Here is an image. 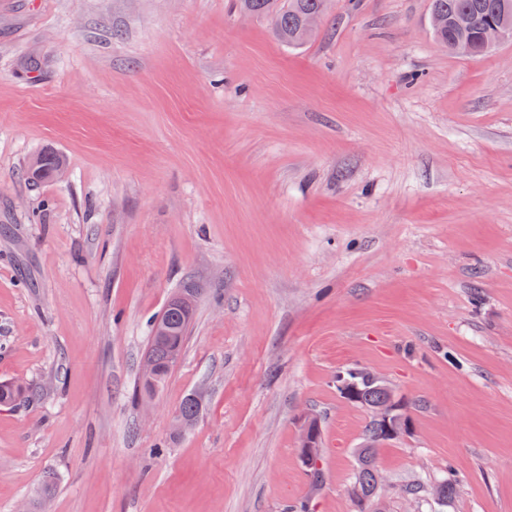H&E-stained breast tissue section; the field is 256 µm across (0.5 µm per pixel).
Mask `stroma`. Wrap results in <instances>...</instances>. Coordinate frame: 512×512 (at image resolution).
Wrapping results in <instances>:
<instances>
[{
  "instance_id": "obj_1",
  "label": "stroma",
  "mask_w": 512,
  "mask_h": 512,
  "mask_svg": "<svg viewBox=\"0 0 512 512\" xmlns=\"http://www.w3.org/2000/svg\"><path fill=\"white\" fill-rule=\"evenodd\" d=\"M430 5L330 0L291 49L238 0H0V382L33 392L0 406V512H354L348 368L411 419L385 512H512V42L450 53ZM49 148L66 176L28 181ZM182 294L191 297L192 304L190 307L185 308L179 304L172 303L167 305L163 313L160 315L165 317L167 323V330L170 335L167 336V331L165 329L164 324L158 323L156 325V322L160 316L156 320H154V322L150 326V336H148L147 354H152L155 360L150 355H145L141 364V376L147 379H150L152 376H154L157 370L155 363L156 361L160 369V375L156 385L158 389H160L164 385L172 367L174 366L172 362L173 354L177 352L180 357L182 353L187 331L195 314L197 297L196 289H182L177 294H175L170 300L176 299L178 296ZM154 330L155 335L159 339H162L165 336H167L166 339L158 341L154 336ZM143 378L141 379L140 394L148 395V393L151 390V386L148 385L143 380Z\"/></svg>"
}]
</instances>
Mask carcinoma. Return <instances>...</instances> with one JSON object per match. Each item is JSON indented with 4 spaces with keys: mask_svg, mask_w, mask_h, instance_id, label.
Segmentation results:
<instances>
[{
    "mask_svg": "<svg viewBox=\"0 0 512 512\" xmlns=\"http://www.w3.org/2000/svg\"><path fill=\"white\" fill-rule=\"evenodd\" d=\"M245 9L256 16L268 19L277 39L289 47H299L307 43L316 29L306 26V20L313 14L326 10V0H242ZM432 11L445 17L444 26L434 33V37L448 46V50L462 55H479L481 33L484 26L495 20L512 24V0H432ZM39 165L30 168L32 178L49 180L54 178V170L65 163L64 157L49 149L37 156ZM195 314V306L185 308L172 303L165 307V317L169 336L159 341L154 336L155 326H150L147 352L157 362L160 375L157 387H162L173 367L172 356L182 353L188 328ZM345 378L356 386L353 402L370 410L386 394L382 384L372 381L362 374H347ZM29 397V390L23 384L0 383V405H17ZM202 411L200 399L188 395L180 404L178 415L188 424H193ZM383 432L381 424L369 420L365 428L364 444L357 449V470L351 488L356 502V512H380L374 506L378 501L379 473L374 459L375 449L370 444L378 440Z\"/></svg>",
    "mask_w": 512,
    "mask_h": 512,
    "instance_id": "1",
    "label": "carcinoma"
}]
</instances>
